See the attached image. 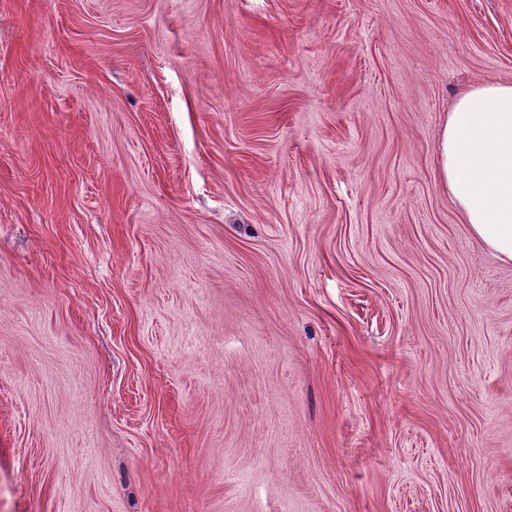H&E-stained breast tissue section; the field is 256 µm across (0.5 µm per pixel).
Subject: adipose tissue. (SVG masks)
Listing matches in <instances>:
<instances>
[{
    "label": "adipose tissue",
    "mask_w": 512,
    "mask_h": 512,
    "mask_svg": "<svg viewBox=\"0 0 512 512\" xmlns=\"http://www.w3.org/2000/svg\"><path fill=\"white\" fill-rule=\"evenodd\" d=\"M435 172L472 235L512 262V83L457 94L438 135Z\"/></svg>",
    "instance_id": "obj_1"
}]
</instances>
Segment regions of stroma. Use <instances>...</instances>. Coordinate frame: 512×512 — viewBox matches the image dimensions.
Instances as JSON below:
<instances>
[{
  "label": "stroma",
  "instance_id": "35a3bbf8",
  "mask_svg": "<svg viewBox=\"0 0 512 512\" xmlns=\"http://www.w3.org/2000/svg\"><path fill=\"white\" fill-rule=\"evenodd\" d=\"M486 82L512 0H0V512H512ZM435 172L472 235L512 262V83L457 94L439 131Z\"/></svg>",
  "mask_w": 512,
  "mask_h": 512
}]
</instances>
